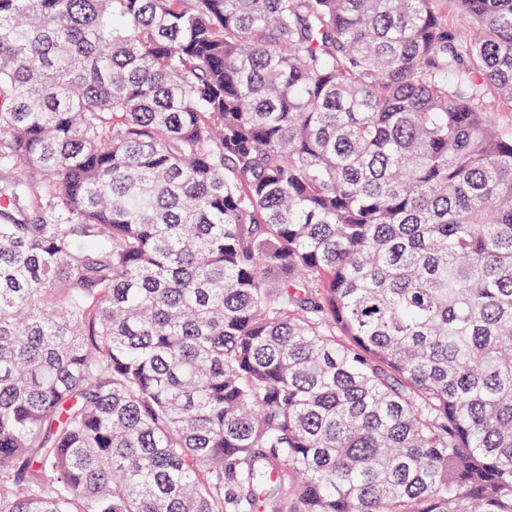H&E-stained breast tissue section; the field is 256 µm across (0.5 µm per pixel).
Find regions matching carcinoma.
I'll use <instances>...</instances> for the list:
<instances>
[{
	"label": "carcinoma",
	"mask_w": 512,
	"mask_h": 512,
	"mask_svg": "<svg viewBox=\"0 0 512 512\" xmlns=\"http://www.w3.org/2000/svg\"><path fill=\"white\" fill-rule=\"evenodd\" d=\"M0 0V512H512V0Z\"/></svg>",
	"instance_id": "obj_1"
}]
</instances>
